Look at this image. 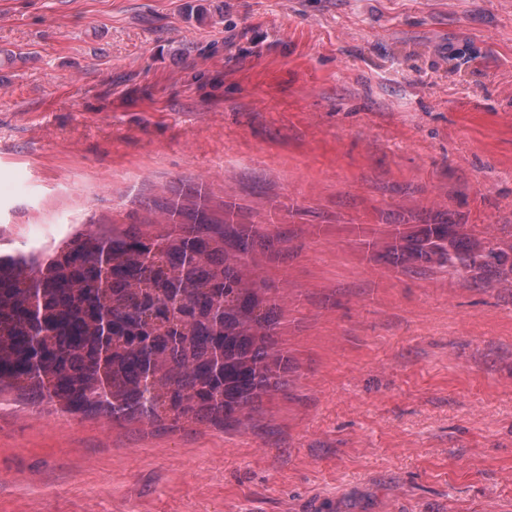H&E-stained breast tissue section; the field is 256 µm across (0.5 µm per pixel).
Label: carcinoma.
<instances>
[{
	"instance_id": "cac0c4a2",
	"label": "carcinoma",
	"mask_w": 512,
	"mask_h": 512,
	"mask_svg": "<svg viewBox=\"0 0 512 512\" xmlns=\"http://www.w3.org/2000/svg\"><path fill=\"white\" fill-rule=\"evenodd\" d=\"M157 209L181 222L91 224L44 255L0 256V396L81 419L224 429L287 387L275 297L246 279L256 246L280 234L196 203ZM407 258L512 274L506 252L460 224L423 225L387 261Z\"/></svg>"
}]
</instances>
